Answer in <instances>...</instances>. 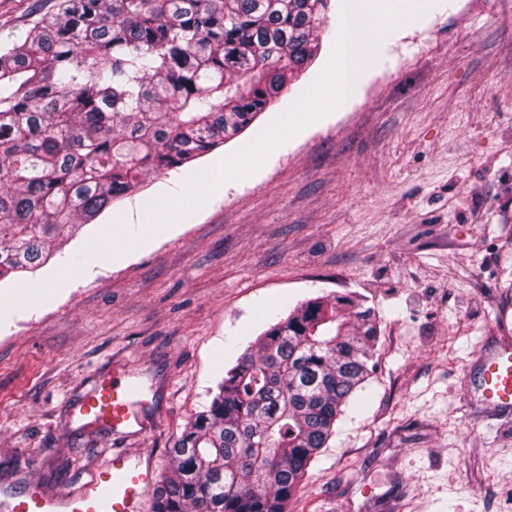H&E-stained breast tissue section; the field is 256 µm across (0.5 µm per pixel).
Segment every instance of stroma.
<instances>
[{
	"mask_svg": "<svg viewBox=\"0 0 512 512\" xmlns=\"http://www.w3.org/2000/svg\"><path fill=\"white\" fill-rule=\"evenodd\" d=\"M61 3L0 0V43ZM333 43L321 34L241 136L0 281V503L79 487L117 444L169 474L173 442L275 315L349 295L374 311L377 364L288 512H512V421L471 400L478 355L512 317V0H438L387 32L338 109L140 241L151 205L289 110ZM116 367L150 400L122 438L75 410Z\"/></svg>",
	"mask_w": 512,
	"mask_h": 512,
	"instance_id": "obj_1",
	"label": "stroma"
}]
</instances>
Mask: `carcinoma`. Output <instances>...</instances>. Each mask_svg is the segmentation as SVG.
<instances>
[{
	"instance_id": "1",
	"label": "carcinoma",
	"mask_w": 512,
	"mask_h": 512,
	"mask_svg": "<svg viewBox=\"0 0 512 512\" xmlns=\"http://www.w3.org/2000/svg\"><path fill=\"white\" fill-rule=\"evenodd\" d=\"M331 0H65L0 51V280L147 177L244 132ZM369 308L318 297L257 337L174 442L153 512H286L376 366Z\"/></svg>"
}]
</instances>
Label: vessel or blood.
<instances>
[{"label": "vessel or blood", "mask_w": 512, "mask_h": 512, "mask_svg": "<svg viewBox=\"0 0 512 512\" xmlns=\"http://www.w3.org/2000/svg\"><path fill=\"white\" fill-rule=\"evenodd\" d=\"M474 395L494 415L512 413V338L501 337L478 358ZM145 393L119 369L100 380L80 406L104 426L122 432L141 426ZM155 471L141 456L119 450L90 477L87 486L71 495L35 489L9 503L8 512H146Z\"/></svg>", "instance_id": "obj_1"}]
</instances>
